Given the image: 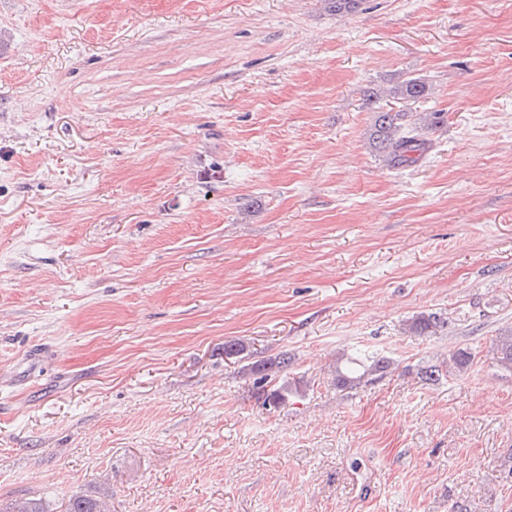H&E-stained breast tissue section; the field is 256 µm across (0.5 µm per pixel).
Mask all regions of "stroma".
Segmentation results:
<instances>
[{
  "label": "stroma",
  "mask_w": 512,
  "mask_h": 512,
  "mask_svg": "<svg viewBox=\"0 0 512 512\" xmlns=\"http://www.w3.org/2000/svg\"><path fill=\"white\" fill-rule=\"evenodd\" d=\"M511 329L512 0H0V502L512 512ZM429 88L424 81L419 78H408L389 91V96L393 99L404 102H416L428 95ZM406 112L387 110L374 112L370 129L371 147L382 153L392 166H408L417 163L428 149V143L419 126L409 129L403 120ZM288 366V356L287 354H281L279 357H275L274 359H268L266 361L255 362L250 368V371L253 374L259 375V377L255 378V384L263 393L264 401L268 403L269 406L277 407L283 404L288 397V393L292 391V385L288 382V385H281L278 388L272 389L270 391L265 390L266 384L270 379L269 371L276 368H284ZM392 362L386 357L368 356L364 360L347 358L346 364L336 367V386L341 389H355L369 377L385 374ZM66 512H112L107 495L75 496L69 500Z\"/></svg>",
  "instance_id": "obj_1"
}]
</instances>
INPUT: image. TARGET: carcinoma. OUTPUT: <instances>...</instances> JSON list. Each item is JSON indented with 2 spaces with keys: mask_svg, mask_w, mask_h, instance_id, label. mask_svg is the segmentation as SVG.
<instances>
[{
  "mask_svg": "<svg viewBox=\"0 0 512 512\" xmlns=\"http://www.w3.org/2000/svg\"><path fill=\"white\" fill-rule=\"evenodd\" d=\"M429 88L419 78H408L389 91V96L404 102H416L428 95ZM406 113L395 112L389 108L374 112L371 125L370 144L383 154L392 166H408L417 163L428 149V143L420 133L419 127L408 128L404 124ZM445 324V320L436 313H422L409 323V330L417 334L431 333ZM497 364L506 370H512V330L500 334L495 339ZM472 353L458 349L448 359V372L462 375L472 364ZM288 366V355L281 354L274 359L256 362L250 371L257 375L255 384L262 390L264 401L277 407L283 404L292 391V385H281L270 391L265 390L269 380V371ZM391 367L386 357L368 356L362 360L349 358L344 366L336 367V386L341 389H355L365 380L385 374ZM0 512H51L45 502L37 499H17L2 506ZM66 512H111L110 499L102 494L96 497L75 496L69 500Z\"/></svg>",
  "mask_w": 512,
  "mask_h": 512,
  "instance_id": "1",
  "label": "carcinoma"
}]
</instances>
